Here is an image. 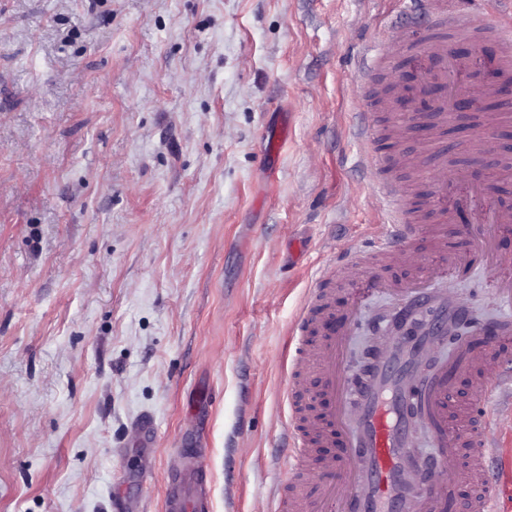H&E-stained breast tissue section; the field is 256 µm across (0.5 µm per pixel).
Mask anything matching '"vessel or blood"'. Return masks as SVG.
I'll return each mask as SVG.
<instances>
[{
  "instance_id": "obj_1",
  "label": "vessel or blood",
  "mask_w": 512,
  "mask_h": 512,
  "mask_svg": "<svg viewBox=\"0 0 512 512\" xmlns=\"http://www.w3.org/2000/svg\"><path fill=\"white\" fill-rule=\"evenodd\" d=\"M406 8L433 25L455 21L459 38L496 47L491 58L476 54L462 60L447 40L433 38L411 51L409 59L422 66L426 82L442 89L444 115L453 114L455 95L472 89L473 76L487 68L494 81L482 97L502 99L503 112L512 111L511 27L490 17L482 0H406ZM430 153L442 172L432 182L433 222H421L408 209L401 185L379 182L389 220L368 264L356 271L332 265L303 300L293 323L297 348L286 386L285 436L293 463L287 492L276 497L272 512H444L455 484L468 488L463 512H493L500 488L489 479L487 462L499 450L502 416L512 414V317L489 327L468 320L445 277L478 254L503 270L499 288L512 295V257L494 246L512 233V201L467 173L444 177L448 153L437 135L421 133L419 151L403 163L420 164ZM460 219L485 231L469 249L452 250L446 226ZM421 241L430 251L418 260V279L382 274L403 249ZM383 289L402 298L394 318L415 317L419 325L409 336L380 337L358 381L346 346L358 306ZM463 323L468 335L455 337ZM451 336L452 352L433 362L435 350ZM420 432L432 440L436 455L415 454ZM182 455L185 467L168 481L165 512H207V451L194 439L184 442Z\"/></svg>"
}]
</instances>
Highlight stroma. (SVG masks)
<instances>
[{
	"label": "stroma",
	"mask_w": 512,
	"mask_h": 512,
	"mask_svg": "<svg viewBox=\"0 0 512 512\" xmlns=\"http://www.w3.org/2000/svg\"><path fill=\"white\" fill-rule=\"evenodd\" d=\"M410 34L399 0H0V512H163L192 426L212 512H270L291 323L386 223L359 113L415 145L364 50ZM479 158L511 196L512 122ZM448 282L512 310L479 261Z\"/></svg>",
	"instance_id": "1"
}]
</instances>
